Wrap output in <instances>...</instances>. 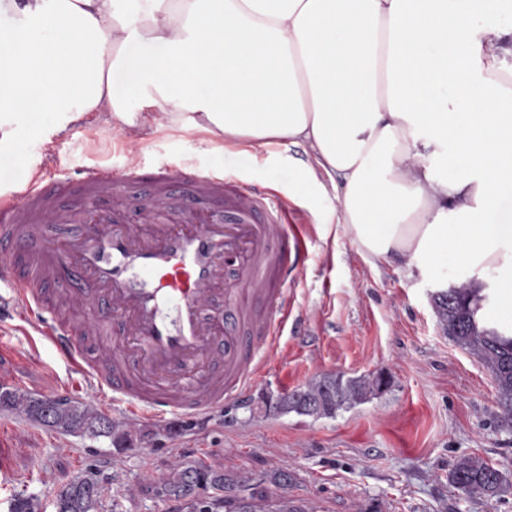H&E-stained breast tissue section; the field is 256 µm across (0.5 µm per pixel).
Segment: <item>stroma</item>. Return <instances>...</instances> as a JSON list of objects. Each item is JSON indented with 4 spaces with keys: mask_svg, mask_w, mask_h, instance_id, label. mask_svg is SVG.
Instances as JSON below:
<instances>
[{
    "mask_svg": "<svg viewBox=\"0 0 512 512\" xmlns=\"http://www.w3.org/2000/svg\"><path fill=\"white\" fill-rule=\"evenodd\" d=\"M135 42L129 65L114 75L129 111L146 100L137 65L163 54ZM52 114H23L20 133L0 151V188L13 190L43 158L41 134ZM113 127L81 121L56 140L59 176L100 162L146 169L161 164L224 171L296 205L307 247L305 268L289 291L294 315L252 394L221 412L180 422H151L110 407L96 389L79 382L77 399L131 432L129 448L109 439L63 435L0 409V512L15 493L37 495L55 512L61 485L85 471L105 487L99 512H186L155 496L176 458L203 460L237 477L241 494L271 489L274 472L287 471L289 498L315 503L320 512H512V426L501 424L494 380L474 352L453 341L433 295L437 284L473 277V269L441 259L434 275L409 273L397 259L368 262L338 228L340 204L332 191L307 184L311 155L302 145L255 149L241 143L218 148L213 137L176 125H146L141 139L122 150ZM8 354L0 378L17 375L16 389L60 397L69 379L51 345L26 333L24 322L4 326ZM385 372L375 398L332 417L313 418L269 409L270 400L331 375ZM480 457L505 482L497 495L461 497L450 482L457 460Z\"/></svg>",
    "mask_w": 512,
    "mask_h": 512,
    "instance_id": "1",
    "label": "stroma"
}]
</instances>
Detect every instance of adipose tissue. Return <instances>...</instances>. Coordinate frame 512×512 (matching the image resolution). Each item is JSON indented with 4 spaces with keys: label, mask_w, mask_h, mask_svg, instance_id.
<instances>
[{
    "label": "adipose tissue",
    "mask_w": 512,
    "mask_h": 512,
    "mask_svg": "<svg viewBox=\"0 0 512 512\" xmlns=\"http://www.w3.org/2000/svg\"><path fill=\"white\" fill-rule=\"evenodd\" d=\"M508 0H0V147L17 114L53 113L137 143L148 123L233 145L305 144L309 182H339L340 227L368 261L433 273L441 257L497 274L512 312V30H474ZM149 113L127 111L112 77L125 47ZM452 87L457 104L440 97Z\"/></svg>",
    "instance_id": "ef3b65f1"
}]
</instances>
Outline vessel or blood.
<instances>
[{
  "instance_id": "b4317fda",
  "label": "vessel or blood",
  "mask_w": 512,
  "mask_h": 512,
  "mask_svg": "<svg viewBox=\"0 0 512 512\" xmlns=\"http://www.w3.org/2000/svg\"><path fill=\"white\" fill-rule=\"evenodd\" d=\"M143 181L128 210L121 194ZM305 251L287 201L220 171L40 170L0 200V321H27L138 415L195 419L257 386Z\"/></svg>"
}]
</instances>
